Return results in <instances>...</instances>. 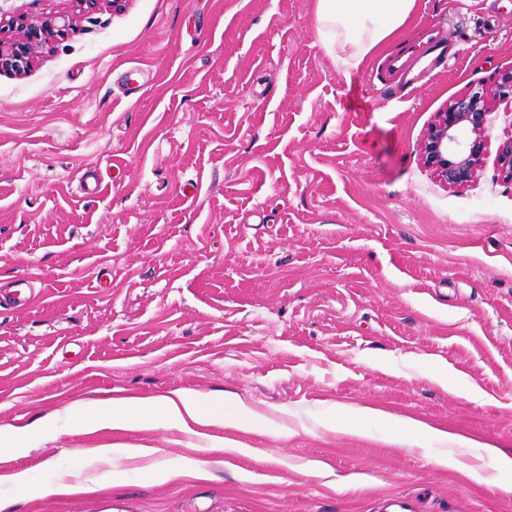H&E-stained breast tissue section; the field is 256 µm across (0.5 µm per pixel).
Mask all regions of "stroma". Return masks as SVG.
Instances as JSON below:
<instances>
[{"mask_svg": "<svg viewBox=\"0 0 512 512\" xmlns=\"http://www.w3.org/2000/svg\"><path fill=\"white\" fill-rule=\"evenodd\" d=\"M313 4L0 0L2 44L56 26L0 72V285L39 290L0 308V434L49 429L0 454V512H512L483 451L512 454V183L490 154L451 189L418 154L436 112L512 65V0H417L348 74ZM432 19L462 51L393 95L385 56ZM175 391L256 419L89 432L69 411ZM345 405L378 414L348 431ZM116 443L163 449L171 478L91 463ZM61 467L97 489L40 496ZM54 27L52 19L40 23L21 24L23 35L7 47L0 43V72L10 71L22 74L31 65L35 49L42 36L49 34ZM14 288H28V290L11 289L8 294H0V305L8 302L18 308L27 307L35 297L30 287V281L27 279H18L15 281ZM253 411L238 398L230 399L224 406V424L244 426L252 422Z\"/></svg>", "mask_w": 512, "mask_h": 512, "instance_id": "1", "label": "stroma"}]
</instances>
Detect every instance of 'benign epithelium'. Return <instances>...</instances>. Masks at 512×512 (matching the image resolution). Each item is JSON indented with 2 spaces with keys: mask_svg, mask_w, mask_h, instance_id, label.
I'll use <instances>...</instances> for the list:
<instances>
[{
  "mask_svg": "<svg viewBox=\"0 0 512 512\" xmlns=\"http://www.w3.org/2000/svg\"><path fill=\"white\" fill-rule=\"evenodd\" d=\"M53 27L51 19L21 24L23 35L7 47L0 46V72H25L42 36ZM500 104L512 107V67L492 72L435 114L419 142L423 166L450 188L473 183L491 147L489 115ZM496 162L502 178L512 182V135L498 143Z\"/></svg>",
  "mask_w": 512,
  "mask_h": 512,
  "instance_id": "1",
  "label": "benign epithelium"
}]
</instances>
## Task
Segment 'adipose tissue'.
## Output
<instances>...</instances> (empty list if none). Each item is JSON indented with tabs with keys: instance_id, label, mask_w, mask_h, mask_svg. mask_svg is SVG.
Returning a JSON list of instances; mask_svg holds the SVG:
<instances>
[{
	"instance_id": "1",
	"label": "adipose tissue",
	"mask_w": 512,
	"mask_h": 512,
	"mask_svg": "<svg viewBox=\"0 0 512 512\" xmlns=\"http://www.w3.org/2000/svg\"><path fill=\"white\" fill-rule=\"evenodd\" d=\"M417 0H316L315 26L321 44L343 72L357 69L366 57L413 15ZM84 428L126 429L156 422L176 424L183 432L210 423L199 404L183 395L145 402L98 401L81 408Z\"/></svg>"
}]
</instances>
